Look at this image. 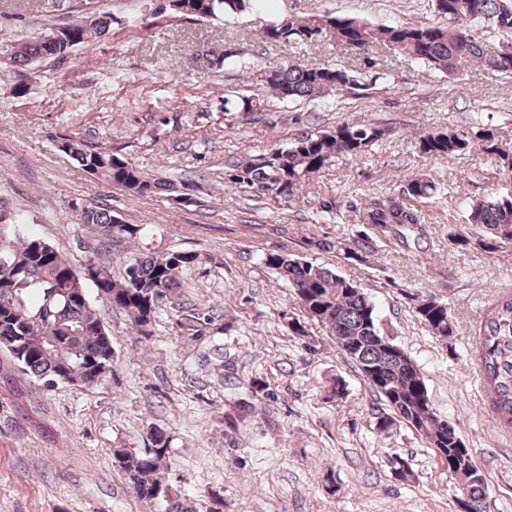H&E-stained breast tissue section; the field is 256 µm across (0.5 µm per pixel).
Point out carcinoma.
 Listing matches in <instances>:
<instances>
[{"label":"carcinoma","mask_w":512,"mask_h":512,"mask_svg":"<svg viewBox=\"0 0 512 512\" xmlns=\"http://www.w3.org/2000/svg\"><path fill=\"white\" fill-rule=\"evenodd\" d=\"M271 0H169L167 10L179 17L210 19L237 14L248 7L263 10ZM434 12L444 23L423 25H374L356 19H278V28L265 27L262 42L307 44L324 30L333 32L336 44L362 55L374 46H384L396 55L431 66L450 76L464 75L475 65L512 74V45L494 52L474 36V25L489 20L498 32L512 37V0H432ZM111 17L93 18L85 39L100 37L108 31ZM52 38L18 44L11 56L13 63L27 65L41 58L63 57ZM211 65H232L251 69L253 65L234 52L226 51L211 59ZM270 93L283 101L314 100L337 88H363L352 71L321 64L286 63L260 73ZM387 133L384 128L361 122L344 121L329 131L306 134L291 146L272 152L270 160L248 163L237 169L231 182L261 195L293 201L311 175L329 167L336 157L357 156ZM483 150L498 155L512 170V152L494 143L493 134L481 136ZM471 144L465 132H431L421 137L420 152L429 158H445L465 152ZM66 152L83 171L93 170L96 177L130 193L147 196L164 190H176L167 180L149 179L127 160L108 149L92 148L83 141L70 139ZM433 185L425 178L408 181L403 194L413 200L428 197ZM80 220L95 230L93 251L105 250L114 243L138 239L150 233L148 224H116L112 209L93 203L81 209ZM367 223L385 236L414 234V243L425 239L419 227L417 211L390 200L372 207ZM465 221L480 230L471 238L456 234L463 247L472 244L488 252L512 249V197L502 196L469 205ZM19 218L0 221V350L12 366L0 367V391L17 393L18 370L40 385L50 388L65 385L80 388L94 378L101 383L114 372L115 352L112 339L89 295L112 309L127 315L136 331L148 335V327L164 303L179 305V275L198 263L192 251L135 253L128 260L126 275L117 281L109 268L90 258L81 269L64 258L52 245L35 235L20 233ZM264 263L286 278L296 299L309 318L325 325L359 371H378L383 394L375 391L386 411L377 414V426L385 431L403 423L423 436L433 447L452 455L462 439L458 432L448 433L442 419L433 411L423 375L403 362L392 339L379 325L371 298L353 281L336 272L288 253L268 254ZM417 318L432 333L446 339L455 332L454 320L446 304L427 298L415 307ZM212 317L189 312L183 326L199 332ZM478 364L483 387L490 395L493 412L512 427V293L500 296L484 313L478 326ZM151 447L132 452L113 450V463L127 476L139 498L160 501L164 512H195L187 501L170 494L158 473L167 466L168 436L154 428ZM469 512H487L485 480L471 472L459 473Z\"/></svg>","instance_id":"cac0c4a2"}]
</instances>
